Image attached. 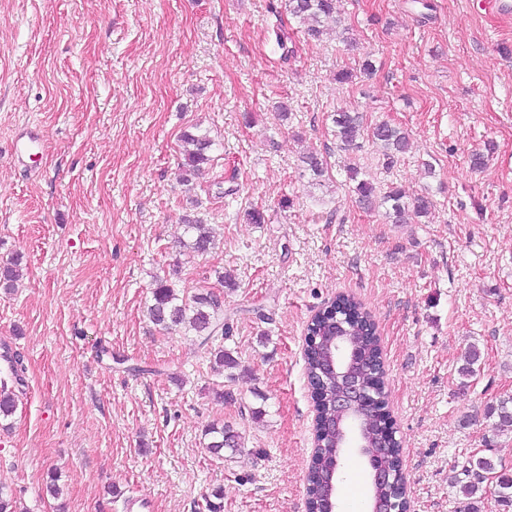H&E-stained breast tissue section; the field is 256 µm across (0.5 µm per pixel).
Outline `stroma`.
Wrapping results in <instances>:
<instances>
[{
	"label": "stroma",
	"mask_w": 512,
	"mask_h": 512,
	"mask_svg": "<svg viewBox=\"0 0 512 512\" xmlns=\"http://www.w3.org/2000/svg\"><path fill=\"white\" fill-rule=\"evenodd\" d=\"M285 3L0 0V267L23 272L0 282V348L25 365L0 421V485L19 512H124L141 496L150 512H207L215 490L224 512H306L303 342L342 293L377 326L412 512H512L491 485L469 502L453 471L489 454L512 474V434L487 413L512 398V19L476 0H339L341 26L316 41ZM367 58L374 74L337 81ZM339 108L407 129L392 166L368 138L355 158L378 190L430 194L429 216L393 224L356 203ZM26 128L41 144L19 160ZM186 131L214 142L187 186ZM309 152L332 166L325 185L304 173ZM188 213L212 229L210 253L180 245ZM159 277L220 293L209 348L148 319ZM214 422L246 454H211Z\"/></svg>",
	"instance_id": "35a3bbf8"
}]
</instances>
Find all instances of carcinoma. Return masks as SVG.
Wrapping results in <instances>:
<instances>
[{
	"label": "carcinoma",
	"mask_w": 512,
	"mask_h": 512,
	"mask_svg": "<svg viewBox=\"0 0 512 512\" xmlns=\"http://www.w3.org/2000/svg\"><path fill=\"white\" fill-rule=\"evenodd\" d=\"M288 12L305 26V32L313 39L323 34L322 22L327 18L336 16V0H287ZM334 136L340 150L353 153L360 145L358 139L362 137L364 126L362 116L357 112L339 109L332 114ZM371 138L379 142L384 148V156L392 161L396 157L407 153L409 149V136L399 126L383 121L376 124L371 130ZM183 161L181 163V181L190 182L192 178L201 174L204 165L210 161L209 151L213 146L212 140L205 133H186L183 135ZM306 169L309 172L311 184L322 185L325 177L329 175L328 165L317 155L308 153L303 156ZM344 171L349 181L354 183L353 192L358 202L371 209L376 205L386 207V215L394 224H406L409 213L417 216L430 214L431 200L425 195L417 196L412 201H406L405 192L392 187L379 194L376 187L364 178L359 163L353 162L344 165ZM184 232L188 241L182 242L183 247L197 255L207 254L214 249L213 239L205 231L202 220L196 216L187 215L183 219ZM333 306L343 309L348 315V337L350 344L363 350L365 354L362 373L365 376L373 375L377 370L382 350L377 335V328L369 312L355 297L342 294L336 297ZM149 319L163 330L181 326L185 330L200 338L205 345L215 336L219 329L224 327V310L222 301L214 292L197 294L187 300L175 292L165 281H155L150 304L146 306ZM336 329V315L329 308L319 311L311 321L308 332L310 334L308 345L304 350L305 372L307 378L312 380L318 377L321 354L325 350L327 335ZM481 357L479 348L472 345L463 357V364L459 374L467 379L476 375L474 365ZM16 410L15 394L7 390V386L0 387V417L8 418ZM490 414L496 416L497 421L493 429L497 433L512 432V399L502 400L498 405L490 407ZM375 414L367 416V438L373 444H380L385 448L384 464L397 475L396 483L379 487L376 494L380 497H391L396 500L404 496L405 477L403 461L399 443L389 434L378 431L374 423ZM209 442L206 448L214 454L226 448L237 452L244 447L239 432L228 424L218 426L211 424L205 429ZM339 432H333L327 427L315 430L314 444L316 445L315 458L325 459L336 454V445L340 442ZM495 478V486L500 501L512 504V475L497 470L493 457H480L475 462L474 474L462 486V493L467 497L476 495L483 490V484L489 478ZM306 506L314 510L319 501L321 489V468L313 466L306 475Z\"/></svg>",
	"instance_id": "carcinoma-1"
}]
</instances>
